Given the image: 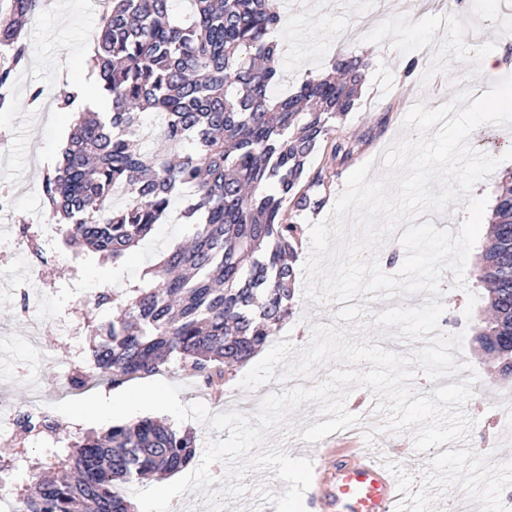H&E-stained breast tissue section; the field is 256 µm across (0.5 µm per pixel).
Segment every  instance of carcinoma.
Returning <instances> with one entry per match:
<instances>
[{
	"mask_svg": "<svg viewBox=\"0 0 512 512\" xmlns=\"http://www.w3.org/2000/svg\"><path fill=\"white\" fill-rule=\"evenodd\" d=\"M186 4L182 15L178 5ZM43 0H0V109L12 105L15 76L26 62L21 32ZM280 21L274 0H103L94 49L101 93L111 112L82 111L41 192L65 246L118 264L147 239L182 189L189 243L175 244L140 284L100 293L96 308L112 318L91 322L89 359L114 386L160 371L174 356L205 386L224 379L268 343L292 315L296 272L289 260L304 233L285 216L317 210L301 185L309 156L350 112L368 63L340 55L332 72L274 96L281 64L271 34ZM58 109L72 112L77 92L55 89ZM164 117L145 128L142 114ZM152 139L147 152L142 141ZM125 206L112 205L116 188ZM491 239L479 279L490 315L479 335L500 362L512 363V171L503 174L489 220ZM23 433L57 425L18 413ZM35 465L61 468L31 493L10 497L12 512H132L127 487L163 479L196 457L197 440L157 418L87 433Z\"/></svg>",
	"mask_w": 512,
	"mask_h": 512,
	"instance_id": "1",
	"label": "carcinoma"
}]
</instances>
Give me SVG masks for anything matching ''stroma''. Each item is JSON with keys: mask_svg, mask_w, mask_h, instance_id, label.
<instances>
[{"mask_svg": "<svg viewBox=\"0 0 512 512\" xmlns=\"http://www.w3.org/2000/svg\"><path fill=\"white\" fill-rule=\"evenodd\" d=\"M416 0H288V15L275 31L281 45L282 79L275 95L292 92L303 80L330 70L337 56L354 53L369 66L361 91L351 112L338 124L336 136L343 139L351 155L337 163L319 193L324 203L317 211L298 216L304 228L330 215L349 174L371 163V176L381 170L375 159L400 134L403 119L417 102L434 105L452 99L454 93L470 88L482 95L485 87L512 74V10L502 0H434L425 13L415 11ZM64 8L41 13L25 28L27 63L13 86L14 102L0 111V126L10 127L8 144L0 151V193L9 194L12 224L36 226L45 220L46 208L40 192L43 176L52 164H40L32 153L57 151L70 132L69 116L58 121L46 112L27 107L30 87L48 89L60 85L58 65L71 68L70 79L81 83L87 60L85 39L95 31L98 13L86 0H64ZM494 55L495 70L480 71V58ZM417 59L414 72H407L410 59ZM182 199H175L167 220L156 224L151 238L134 249L119 265L89 252L81 268H73L68 252L51 257L41 268L33 296L41 303L37 316L25 317L20 297L0 288V392L12 405L24 410L37 405L52 408L69 399L63 372L75 349L86 348L89 334L83 321L85 294L122 291L134 285L141 273L156 264L161 250L185 240L190 229L180 219ZM486 244L478 239L466 265L468 291L450 290L443 297L446 311L442 319L450 334L461 336L462 352L457 362H469L479 380L466 406L477 420L471 435L472 447L493 452L512 449V428L498 420L503 402L512 403V379H504L496 363L478 342L474 321L464 316L468 293H475L476 310L487 304V292L477 273V260ZM303 280H296L293 313L281 325L273 342L292 341L302 347L309 343L314 324H330L338 304L317 305L303 297ZM247 365L235 367L224 380L223 400L208 402L211 413L225 412L227 402L244 406L270 392H282V383L273 381L249 392L240 381ZM103 432V425L63 423L50 445L29 446V461L0 471V489L16 493L33 487L42 477L33 459L49 451L65 450L76 437L89 430Z\"/></svg>", "mask_w": 512, "mask_h": 512, "instance_id": "1", "label": "stroma"}]
</instances>
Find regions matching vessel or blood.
I'll use <instances>...</instances> for the list:
<instances>
[{
  "mask_svg": "<svg viewBox=\"0 0 512 512\" xmlns=\"http://www.w3.org/2000/svg\"><path fill=\"white\" fill-rule=\"evenodd\" d=\"M334 466L314 469L310 512H396L404 498L397 481L366 448H340Z\"/></svg>",
  "mask_w": 512,
  "mask_h": 512,
  "instance_id": "obj_1",
  "label": "vessel or blood"
}]
</instances>
